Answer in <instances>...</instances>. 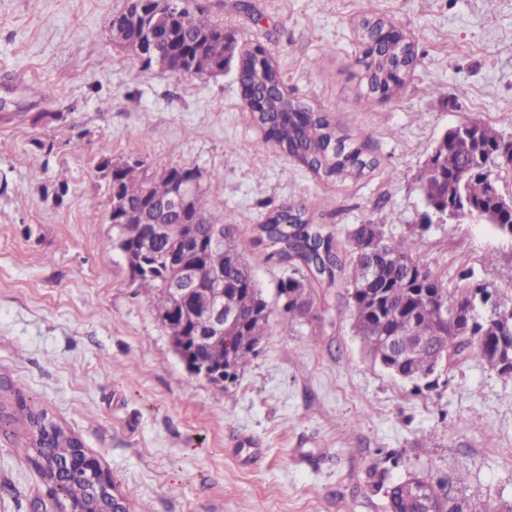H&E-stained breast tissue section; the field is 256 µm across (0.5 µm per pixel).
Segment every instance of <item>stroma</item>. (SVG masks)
<instances>
[{
	"label": "stroma",
	"instance_id": "stroma-1",
	"mask_svg": "<svg viewBox=\"0 0 512 512\" xmlns=\"http://www.w3.org/2000/svg\"><path fill=\"white\" fill-rule=\"evenodd\" d=\"M188 0L236 39L263 43L289 96L328 113L378 166L332 182L253 124L237 68L195 78L113 42L126 0H0V403L47 411L133 490L130 512H388L384 487L418 474L445 492L465 472L490 507L512 501V380L475 361L416 390L375 360L343 283L310 290L289 332L276 285L288 271L248 253L272 314L223 388L191 374L149 294L107 247L112 159L147 172L199 169L203 203L241 237L269 207L315 200L339 243L359 224L419 230L421 174L453 126L512 137V0ZM383 16L415 46L398 93L369 99L358 22ZM66 182L56 202L52 190ZM422 231V230H419ZM444 286L461 268L507 287L512 239L471 220L422 231ZM27 426L0 427V512H56ZM400 455L386 460L387 451ZM383 489H376V482Z\"/></svg>",
	"mask_w": 512,
	"mask_h": 512
}]
</instances>
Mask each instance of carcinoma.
<instances>
[{
    "instance_id": "1",
    "label": "carcinoma",
    "mask_w": 512,
    "mask_h": 512,
    "mask_svg": "<svg viewBox=\"0 0 512 512\" xmlns=\"http://www.w3.org/2000/svg\"><path fill=\"white\" fill-rule=\"evenodd\" d=\"M174 18L175 33L183 43H192L189 57L173 61L171 68L179 72L203 78L224 68L228 59L221 58L210 42L220 38L222 28L203 16L189 11L185 0H177ZM382 20L363 22L365 35L375 34L377 48L363 50L359 64L369 81L370 92L385 95L402 85L400 74L407 63L410 49L400 45V39L382 36L376 28ZM242 78L264 107L252 112L255 125L263 132L264 139L274 142L281 152L296 159L314 174L328 181L342 182L348 177L359 178L364 171L376 167L373 159L364 156L365 147L357 145L346 134H339L328 114L314 110L309 104L285 96L280 91V74L272 57L262 48L254 53L246 52L241 61ZM480 164L476 172L461 188L454 186L457 175L466 167ZM504 165L498 158L483 152L476 154L458 145L438 152L436 171L421 175V188L429 206L447 195L462 192L474 205L487 203L492 186L489 175ZM122 195L138 200L142 196L156 201L159 207L147 213L130 215L128 223L121 225V237L128 243L140 239L146 223L153 220L163 224L178 223L177 214L168 213L160 207L170 196L171 181L163 177H151L142 163L128 165L121 174ZM316 206L309 200L297 206L282 205L271 211L265 221L257 225L256 235L242 240L235 236L234 225L224 223L222 212L217 208L206 209L203 222L224 225V248H215L198 255H188L196 265L201 283L209 281L210 275L224 271V302L238 312L235 325V340L240 350L234 356V366L241 367L254 354L253 343L265 334L269 317L259 320L252 314L268 307L262 291L255 283L252 268L245 254L261 246L267 259L293 269V274L279 279L277 296L296 293L304 298L299 309H286L288 319L282 321V330L288 331L290 320L309 311L312 304L309 288L313 283L332 287L336 279L345 276L348 300L355 318L356 333L361 337L374 357L395 374L433 385L432 374L435 362L430 359L428 348L405 355L388 345L399 340V345L423 341L432 337L447 355L451 364L461 359H475L496 372L512 379V367L501 366L498 352V335L512 336V307L501 299L499 289L473 280L469 270H463L459 278L466 281L463 288L449 293L431 271L426 269L420 257L422 233H412L398 238L386 234L382 224H360L349 237V249L342 252L330 233L307 218ZM138 287L153 295L155 311L161 313L174 303L164 285L163 273L156 268L138 281ZM482 292L495 295L499 303L493 311L476 306L479 314L491 321L487 329L476 326L467 338L452 329L454 316L466 321L467 307L471 296ZM168 336L188 334L196 323L169 319L162 322ZM41 423L39 434L29 438L23 450H34L37 458L33 462L42 475L56 483L53 461L75 458L82 455L83 443L65 431L47 412L30 411L27 422ZM82 478L69 487L65 501L74 512H92L95 498L88 491L98 474L81 472ZM450 494L440 500L432 484L418 476L388 487L390 512H467L471 499H481L484 493L474 487L470 494L458 498L451 494L453 485H448Z\"/></svg>"
}]
</instances>
